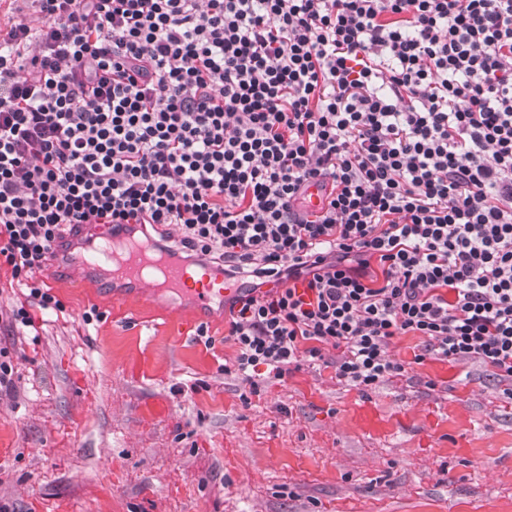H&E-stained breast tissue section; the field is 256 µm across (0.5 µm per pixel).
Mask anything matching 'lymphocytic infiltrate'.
Wrapping results in <instances>:
<instances>
[{
  "label": "lymphocytic infiltrate",
  "instance_id": "f902f5d3",
  "mask_svg": "<svg viewBox=\"0 0 512 512\" xmlns=\"http://www.w3.org/2000/svg\"><path fill=\"white\" fill-rule=\"evenodd\" d=\"M0 265L173 224L250 279L224 371L367 392L392 337L512 381V0H10ZM313 184L320 212L304 205Z\"/></svg>",
  "mask_w": 512,
  "mask_h": 512
}]
</instances>
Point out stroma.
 <instances>
[{"instance_id": "obj_1", "label": "stroma", "mask_w": 512, "mask_h": 512, "mask_svg": "<svg viewBox=\"0 0 512 512\" xmlns=\"http://www.w3.org/2000/svg\"><path fill=\"white\" fill-rule=\"evenodd\" d=\"M50 292L42 309L0 269V312L35 320L0 321L9 512H512V400L478 362L418 364L422 338L396 336L403 374L367 393L305 363L254 395L224 372L228 314L202 338L189 301L77 264Z\"/></svg>"}]
</instances>
